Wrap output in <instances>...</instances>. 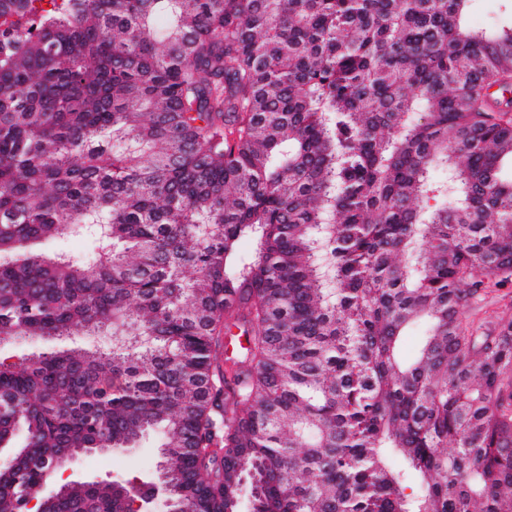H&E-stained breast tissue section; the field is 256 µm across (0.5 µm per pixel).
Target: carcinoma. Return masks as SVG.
<instances>
[{"mask_svg":"<svg viewBox=\"0 0 512 512\" xmlns=\"http://www.w3.org/2000/svg\"><path fill=\"white\" fill-rule=\"evenodd\" d=\"M43 2L0 0V336L113 343L0 357V512H140L50 488L150 432L170 512H512V18Z\"/></svg>","mask_w":512,"mask_h":512,"instance_id":"1","label":"carcinoma"}]
</instances>
